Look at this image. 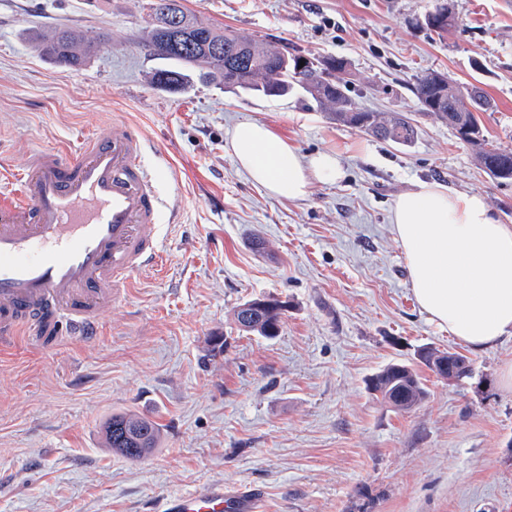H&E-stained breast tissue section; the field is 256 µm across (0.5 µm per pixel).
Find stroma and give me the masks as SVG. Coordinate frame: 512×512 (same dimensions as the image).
I'll return each instance as SVG.
<instances>
[{
	"label": "stroma",
	"mask_w": 512,
	"mask_h": 512,
	"mask_svg": "<svg viewBox=\"0 0 512 512\" xmlns=\"http://www.w3.org/2000/svg\"><path fill=\"white\" fill-rule=\"evenodd\" d=\"M148 2L0 0V142L13 168L119 118L180 209L164 227L165 269L133 277L95 341L23 337L0 353V512H157L211 481L257 491L262 512H512L501 384L512 339L476 351L430 322L390 224L420 182L480 193L512 224V182L493 180L412 92L433 70L480 82L493 101L485 135L512 149V0H449L456 23L442 38L424 24L437 0H182L211 26L347 60L360 107L416 119L407 146L336 124L300 91L150 84ZM59 27L100 37L96 54L54 64L35 40ZM244 120L300 154L336 152L340 180L303 200L267 197L228 151ZM261 296L288 303L273 339L233 321ZM425 346L467 354L472 377L450 384L424 368L419 406L381 405L370 378ZM122 411L160 426L141 460L104 444L103 423Z\"/></svg>",
	"instance_id": "obj_1"
}]
</instances>
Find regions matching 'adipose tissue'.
I'll return each instance as SVG.
<instances>
[{
    "label": "adipose tissue",
    "mask_w": 512,
    "mask_h": 512,
    "mask_svg": "<svg viewBox=\"0 0 512 512\" xmlns=\"http://www.w3.org/2000/svg\"><path fill=\"white\" fill-rule=\"evenodd\" d=\"M230 152L249 179L273 198H306L336 181L333 152L300 154L264 122L238 123ZM391 223L421 311L475 350L512 338V225L500 223L477 192L418 183L399 195Z\"/></svg>",
    "instance_id": "obj_1"
}]
</instances>
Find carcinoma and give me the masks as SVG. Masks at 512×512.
<instances>
[{
	"label": "carcinoma",
	"instance_id": "obj_1",
	"mask_svg": "<svg viewBox=\"0 0 512 512\" xmlns=\"http://www.w3.org/2000/svg\"><path fill=\"white\" fill-rule=\"evenodd\" d=\"M172 12L180 14L184 22L179 31L170 32L164 26L165 17ZM149 17L144 48L164 62L152 73L151 82L156 86L183 90L197 79L265 97L285 96L299 88L339 124L398 145H409L417 136V127L406 113L373 112L358 106L350 96V73L342 58L321 57L317 67L302 66L304 57L289 53L288 46L262 44L250 34L229 28L218 31L196 21L180 0H151ZM424 23L440 35L448 33L455 24L448 0H441ZM38 40L43 54L63 67L85 64L97 47V41L79 39L65 28ZM217 45L224 48L221 57L211 53ZM414 95L426 115L448 125L459 140L473 148L478 162L493 179L512 180V150L492 144L484 134L478 113L488 111L491 102L479 85L460 84L436 71L417 80ZM234 320L240 330L265 338L277 336L283 324L275 307L253 312L248 321L238 307ZM419 363L450 384L472 375L470 359L456 351L424 347ZM371 390L384 404L403 412L418 406L426 396L417 368L405 363L387 365L371 379ZM103 434L112 452L140 460L156 447L160 427L128 411L112 414L103 425Z\"/></svg>",
	"mask_w": 512,
	"mask_h": 512
}]
</instances>
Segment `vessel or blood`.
Segmentation results:
<instances>
[{
	"instance_id": "obj_1",
	"label": "vessel or blood",
	"mask_w": 512,
	"mask_h": 512,
	"mask_svg": "<svg viewBox=\"0 0 512 512\" xmlns=\"http://www.w3.org/2000/svg\"><path fill=\"white\" fill-rule=\"evenodd\" d=\"M128 122L76 151L38 148L25 172L0 168V348L18 335L89 340L133 275L164 260L162 214L176 212ZM162 512H256L220 482L163 500Z\"/></svg>"
}]
</instances>
